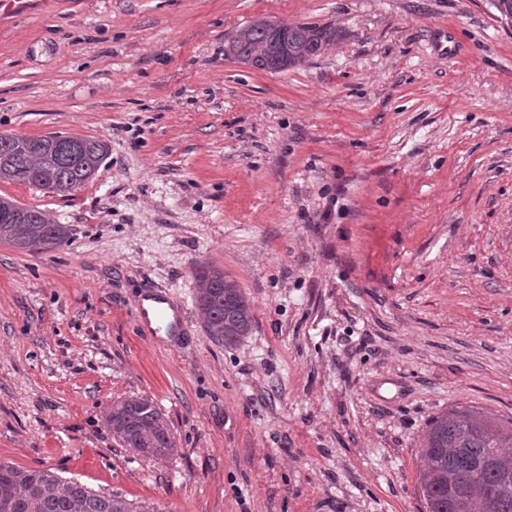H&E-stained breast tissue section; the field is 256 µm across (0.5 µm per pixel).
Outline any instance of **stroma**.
<instances>
[{
	"label": "stroma",
	"instance_id": "1",
	"mask_svg": "<svg viewBox=\"0 0 512 512\" xmlns=\"http://www.w3.org/2000/svg\"><path fill=\"white\" fill-rule=\"evenodd\" d=\"M335 24L306 66L225 60L252 21ZM109 146L67 224L0 244V460L157 512H426L418 446L456 406L512 418V25L489 0H21L0 13V134ZM246 294L227 347L199 263ZM164 288L189 325L141 335ZM144 396L175 446L121 448ZM197 307L206 334L224 346L239 343L252 331V307L237 283L223 271L201 263ZM134 317L140 332L162 343H177L188 331L186 312L160 288H146L138 295ZM107 428L122 448L148 458H162L174 442L163 413L146 397H129L113 403Z\"/></svg>",
	"mask_w": 512,
	"mask_h": 512
}]
</instances>
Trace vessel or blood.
Segmentation results:
<instances>
[{
	"label": "vessel or blood",
	"instance_id": "1",
	"mask_svg": "<svg viewBox=\"0 0 512 512\" xmlns=\"http://www.w3.org/2000/svg\"><path fill=\"white\" fill-rule=\"evenodd\" d=\"M134 317L140 332L163 343L178 342L188 331L184 309L160 288H147L138 295Z\"/></svg>",
	"mask_w": 512,
	"mask_h": 512
}]
</instances>
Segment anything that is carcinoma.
Listing matches in <instances>:
<instances>
[{"mask_svg": "<svg viewBox=\"0 0 512 512\" xmlns=\"http://www.w3.org/2000/svg\"><path fill=\"white\" fill-rule=\"evenodd\" d=\"M344 35L333 24L279 25L262 19L237 29L224 42V57L261 71L275 64L283 72L320 56ZM108 152V144L95 137L1 133L0 181L67 195L91 179ZM70 239L68 225L0 197V243L39 253ZM196 277L206 334L224 346L250 335L252 307L237 283L204 263ZM107 428L121 447L148 458L165 456L174 442L163 413L146 397L112 404ZM420 448L419 485L427 512H512V463L502 456V449L512 448V420L458 406L431 418ZM0 512H155V507L94 491L50 469L0 461Z\"/></svg>", "mask_w": 512, "mask_h": 512, "instance_id": "obj_1", "label": "carcinoma"}]
</instances>
